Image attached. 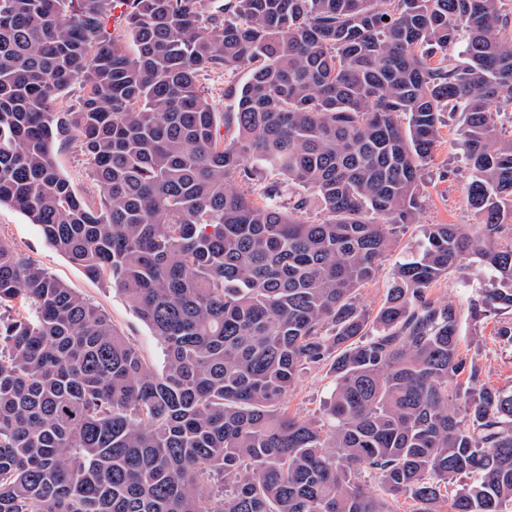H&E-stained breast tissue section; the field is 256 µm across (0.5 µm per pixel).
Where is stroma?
I'll use <instances>...</instances> for the list:
<instances>
[{
  "instance_id": "stroma-1",
  "label": "stroma",
  "mask_w": 512,
  "mask_h": 512,
  "mask_svg": "<svg viewBox=\"0 0 512 512\" xmlns=\"http://www.w3.org/2000/svg\"><path fill=\"white\" fill-rule=\"evenodd\" d=\"M460 133L459 115H446L434 160L425 177L423 208L415 222L405 225L399 232L395 246L382 260L378 277L359 290V301L367 315H375L385 298L393 268L422 241L427 225L474 223L465 194L470 170L460 144ZM54 154L58 169L68 178L73 189L88 201H99L100 187L79 142L74 139L58 142L54 146ZM0 239L99 307L150 367L157 371L164 369L166 359L160 339L137 317L124 296L109 282L87 277L78 266L46 242L37 225L31 224L27 216L9 205L0 206ZM493 286L489 272L474 263L465 273L454 272L442 278L434 286L433 293L461 309L460 346L465 354L474 358L482 379L491 386L511 387L512 348L499 344L495 331L500 323L512 319V314L490 311L474 319L468 312L471 299ZM333 387L334 377L328 366L305 370L288 396L289 411L305 417L320 416Z\"/></svg>"
}]
</instances>
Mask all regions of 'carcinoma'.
Here are the masks:
<instances>
[{
	"mask_svg": "<svg viewBox=\"0 0 512 512\" xmlns=\"http://www.w3.org/2000/svg\"><path fill=\"white\" fill-rule=\"evenodd\" d=\"M113 2L0 0V205L121 291L167 366L0 239V512H512V389L431 294L474 259L496 287L471 316L512 313L503 0H125L115 26ZM237 68L228 138L200 77ZM446 112L476 224L428 225L370 318ZM73 138L96 204L57 170ZM322 364L321 417L290 413Z\"/></svg>",
	"mask_w": 512,
	"mask_h": 512,
	"instance_id": "carcinoma-1",
	"label": "carcinoma"
}]
</instances>
